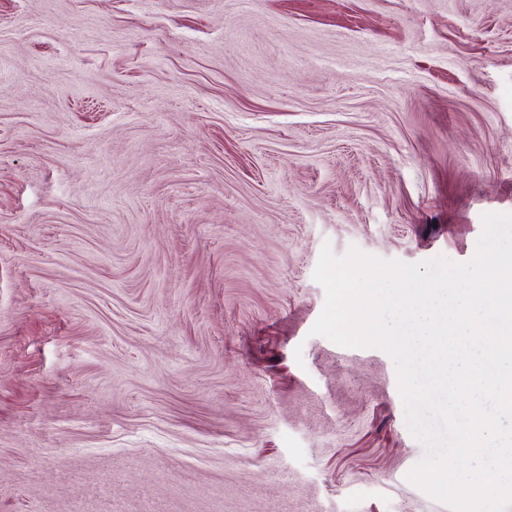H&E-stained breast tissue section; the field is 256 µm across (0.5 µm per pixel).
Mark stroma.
I'll list each match as a JSON object with an SVG mask.
<instances>
[{
    "label": "stroma",
    "instance_id": "stroma-1",
    "mask_svg": "<svg viewBox=\"0 0 512 512\" xmlns=\"http://www.w3.org/2000/svg\"><path fill=\"white\" fill-rule=\"evenodd\" d=\"M512 213V0H0V512H450L323 245Z\"/></svg>",
    "mask_w": 512,
    "mask_h": 512
}]
</instances>
